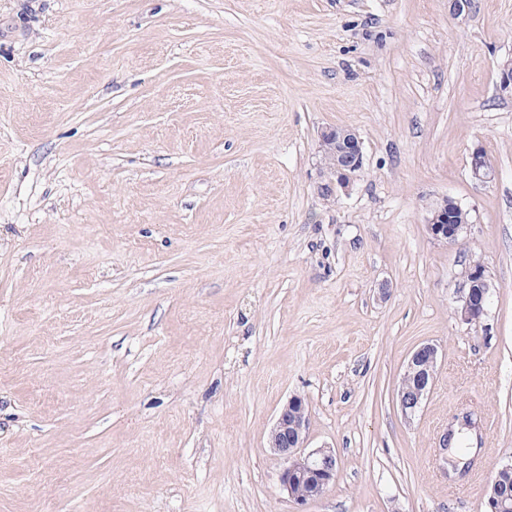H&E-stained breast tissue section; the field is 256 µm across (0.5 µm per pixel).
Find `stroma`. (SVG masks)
<instances>
[{
	"mask_svg": "<svg viewBox=\"0 0 512 512\" xmlns=\"http://www.w3.org/2000/svg\"><path fill=\"white\" fill-rule=\"evenodd\" d=\"M507 60L512 0H0V512H297L268 444L294 395L338 461L306 512H485L512 458ZM329 126L363 143L344 190ZM464 208L456 201L445 198L431 213L428 220V229L432 237L445 243H454L467 233L470 224H453L450 214ZM449 218V219H448ZM465 278L464 295L457 315L466 324L480 323L487 313L490 296L484 265L480 262L470 264L465 271ZM438 361L437 346L427 343L411 354L397 390V402L405 419H412L421 408L434 383Z\"/></svg>",
	"mask_w": 512,
	"mask_h": 512,
	"instance_id": "obj_1",
	"label": "stroma"
}]
</instances>
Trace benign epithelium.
Instances as JSON below:
<instances>
[{
    "label": "benign epithelium",
    "instance_id": "benign-epithelium-1",
    "mask_svg": "<svg viewBox=\"0 0 512 512\" xmlns=\"http://www.w3.org/2000/svg\"><path fill=\"white\" fill-rule=\"evenodd\" d=\"M322 143L328 146L324 154V166L336 186L346 189L358 176L362 168L363 147L357 134L346 127L328 128L321 133ZM472 175L487 179L491 170L487 168L483 150L475 148L470 154ZM463 207L446 198L431 213L428 229L432 237L445 243H454L467 233L469 225L454 224L449 215ZM490 285L485 267L479 262L469 265L465 271L464 295L457 309L459 319L466 324L481 322L487 313ZM438 361L437 346L427 343L417 347L411 354L397 390V402L404 418L410 420L421 408L434 383ZM310 425L309 409L305 401L297 396L288 400L280 410L271 429L270 447L283 459L284 467L279 481L288 497L300 506L323 496L336 481V454L331 448L306 450ZM512 470V459L502 462L496 470L490 488L487 508L490 512H512L508 502L512 492L499 484V474ZM307 480L316 485L313 495L300 490V482Z\"/></svg>",
    "mask_w": 512,
    "mask_h": 512
}]
</instances>
